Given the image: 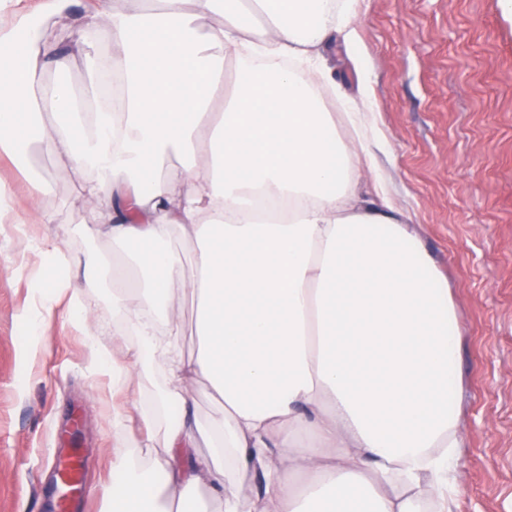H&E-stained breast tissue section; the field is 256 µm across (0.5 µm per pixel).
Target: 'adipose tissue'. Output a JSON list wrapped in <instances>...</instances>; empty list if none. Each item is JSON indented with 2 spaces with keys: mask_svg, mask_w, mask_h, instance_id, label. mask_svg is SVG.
I'll return each instance as SVG.
<instances>
[{
  "mask_svg": "<svg viewBox=\"0 0 512 512\" xmlns=\"http://www.w3.org/2000/svg\"><path fill=\"white\" fill-rule=\"evenodd\" d=\"M68 2L44 0L0 34V49L24 47L0 65V153L21 161L39 147L76 182L120 258L115 333L135 330L137 362L163 359L155 412L181 407L152 462L162 482L140 476L132 440L119 438L107 512H186L203 492L220 512H451L455 312L406 214L361 193L359 159L323 106L336 85L318 58L344 9L96 0L80 45L103 34L124 84L91 112L57 81L73 58L43 27ZM257 194L296 207L259 224ZM175 283L196 302L188 357L167 304ZM191 377L222 404L220 428L190 413Z\"/></svg>",
  "mask_w": 512,
  "mask_h": 512,
  "instance_id": "adipose-tissue-1",
  "label": "adipose tissue"
}]
</instances>
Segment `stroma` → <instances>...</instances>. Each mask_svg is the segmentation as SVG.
Masks as SVG:
<instances>
[{"label":"stroma","mask_w":512,"mask_h":512,"mask_svg":"<svg viewBox=\"0 0 512 512\" xmlns=\"http://www.w3.org/2000/svg\"><path fill=\"white\" fill-rule=\"evenodd\" d=\"M350 3L357 54L337 40L325 56L337 96L365 104L360 185L371 194L383 184L408 215L456 313L463 446L452 512H512V17L500 0ZM29 166L49 178L41 205L51 219L24 238L0 223V512H54L53 464L76 422L84 512H105L120 463L112 417L163 390L164 371L142 370L134 395L113 393L98 346L127 362L134 354L112 331L111 264L88 263L108 244L88 235L83 199L56 159ZM52 246L69 264L45 302Z\"/></svg>","instance_id":"35a3bbf8"}]
</instances>
